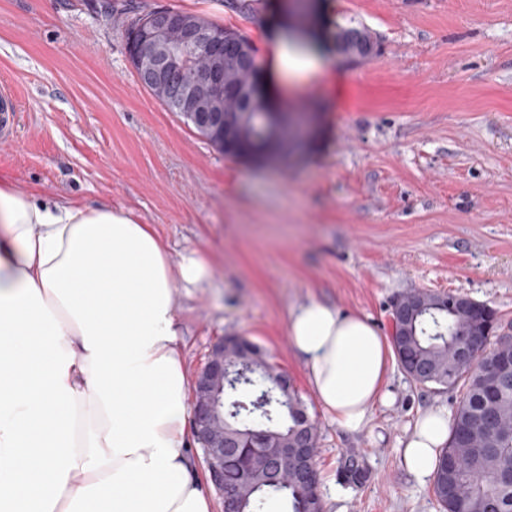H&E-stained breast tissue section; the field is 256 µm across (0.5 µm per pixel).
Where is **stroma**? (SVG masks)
Returning a JSON list of instances; mask_svg holds the SVG:
<instances>
[{"label":"stroma","instance_id":"obj_1","mask_svg":"<svg viewBox=\"0 0 512 512\" xmlns=\"http://www.w3.org/2000/svg\"><path fill=\"white\" fill-rule=\"evenodd\" d=\"M0 0V84L19 102L0 180L107 204L151 225L173 255L204 251L209 281L179 291L190 372L240 335L287 373L317 427L324 512H443L399 449L419 413L455 411L462 387L420 386L394 366L363 431L317 405L293 354L289 310L315 297L391 334V306L419 289L460 294L512 332V0H321L327 61L293 97L315 113L307 150L258 163L213 147L139 83L125 29L172 9L239 29L256 47L287 31L288 0ZM367 29L372 58L337 59L336 26ZM356 459L366 478L346 482Z\"/></svg>","mask_w":512,"mask_h":512}]
</instances>
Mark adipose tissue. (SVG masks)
Instances as JSON below:
<instances>
[{"label":"adipose tissue","mask_w":512,"mask_h":512,"mask_svg":"<svg viewBox=\"0 0 512 512\" xmlns=\"http://www.w3.org/2000/svg\"><path fill=\"white\" fill-rule=\"evenodd\" d=\"M312 65L271 39L268 81ZM210 276L203 252L173 256L128 212L0 181V512H213L176 314L179 289ZM287 334L319 406L363 430L387 396V338L315 298L290 309ZM449 432L444 410L416 419L401 454L418 483Z\"/></svg>","instance_id":"obj_1"}]
</instances>
